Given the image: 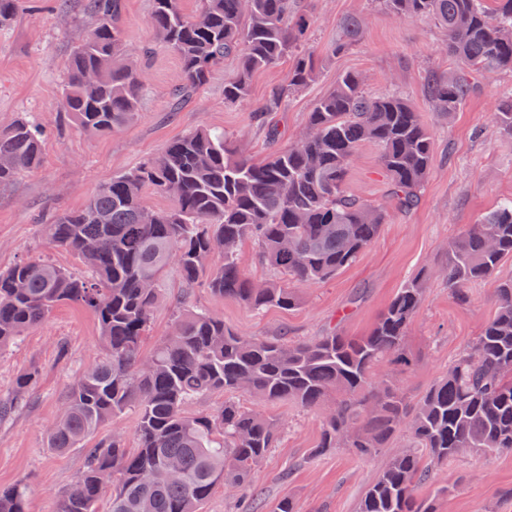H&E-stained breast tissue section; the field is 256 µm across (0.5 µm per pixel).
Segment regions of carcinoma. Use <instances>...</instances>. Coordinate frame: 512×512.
Returning a JSON list of instances; mask_svg holds the SVG:
<instances>
[{
    "instance_id": "carcinoma-1",
    "label": "carcinoma",
    "mask_w": 512,
    "mask_h": 512,
    "mask_svg": "<svg viewBox=\"0 0 512 512\" xmlns=\"http://www.w3.org/2000/svg\"><path fill=\"white\" fill-rule=\"evenodd\" d=\"M81 2L93 26L67 60L60 108L88 133H114L138 117L151 48L127 53L124 0ZM486 2L379 0L398 18H432L448 32L443 50L461 67L427 86L434 111L444 118L460 110L479 77L512 71V0ZM24 8L25 0H0V27ZM148 26L180 60L182 82L170 91L176 101L192 97L232 57L237 70L224 82V103L243 104L256 72L289 59L288 84L272 87L252 110L272 142L280 132L269 125L270 113L318 74L305 48L310 19L303 0H201L193 16L183 13L180 0H152ZM340 27L333 56L363 33L357 17ZM493 120L512 134V93L500 98ZM45 137L25 113L0 128V184L39 166ZM432 141L420 113L400 93L369 96L360 74L344 72L313 105L307 133L267 158L256 161L224 133L200 128L103 181L83 208L44 223L48 243L76 254L89 274L74 276L40 258L0 271V346L19 340L64 303L95 314L106 346L94 367L72 379L59 418L46 430L47 447L78 448L105 421L131 407L138 413L137 447H126L114 430L84 449V470L62 495L58 512H99L106 494L109 512H202L218 485L251 492L256 467L275 447L281 426L231 399L211 414L186 413L190 402L216 391L321 412L315 455L351 448L360 457L377 456L406 432L407 449L387 460L357 512H435L416 497L430 467L465 451L512 452V280L499 284L497 309L477 341L413 407L380 367L407 364L406 337L424 276L400 288L358 339L336 332L309 341L248 336L209 312L185 309L171 334L148 357L142 354L169 265L187 287L203 277L212 292L254 311L290 310L298 303L291 282L335 277L371 246L386 221L382 207L348 191L359 147H378L389 202L407 212L430 173ZM146 187L171 205L145 206ZM249 239L277 272L262 284L239 266L238 248ZM505 258H512V201L452 239L442 269L449 293L466 300L467 287L493 275ZM147 281L154 288H145ZM27 497L23 482L0 488V512H25Z\"/></svg>"
}]
</instances>
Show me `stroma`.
Here are the masks:
<instances>
[{
    "label": "stroma",
    "instance_id": "1",
    "mask_svg": "<svg viewBox=\"0 0 512 512\" xmlns=\"http://www.w3.org/2000/svg\"><path fill=\"white\" fill-rule=\"evenodd\" d=\"M151 7L152 0H125L129 50L149 44L153 54L138 117L107 135L85 133L60 110L66 61L92 27L78 0L66 9L55 0H29L10 27L0 28V127L27 112L48 129L40 165L0 186V270L40 257L74 275H86L74 253L47 243L42 223L54 212L82 208L104 180L136 168L168 143L202 127L223 130L252 158L263 159L305 132L312 106L334 88L340 74L356 72L372 94L403 93L433 133V162L419 206L407 213L388 209L379 236L355 263L328 281L296 285L299 303L291 310L256 312L235 298L214 294L206 283L186 288L177 272L168 270L143 350L151 352L169 334L173 309L180 303L221 317L226 327L245 335L296 340L334 330L357 338L369 333L399 288L423 274L425 293L407 343L412 366L384 367L406 399L418 401L462 349L476 341L496 311L499 283L512 279V258H507L491 277L471 284L468 302L460 303L439 275L452 238L481 214L512 200V134L492 119L499 97L512 91V72L484 75L464 107L442 118L426 92L431 75L445 76L455 69L442 51L447 34L441 26L430 19L396 18L371 0H308L309 48L323 62L315 82L274 114L281 136L272 143L249 111L273 86L287 81V64L254 75L249 103L224 102V82L237 69L231 58L191 99L175 102L169 91L181 80L180 63L154 43L148 28ZM348 16L363 21L362 40L348 52L329 57V47L341 35L339 24ZM347 187L368 202L386 206L387 184L375 145L360 147ZM102 353L95 315L74 303L58 306L44 324L0 347V398L12 394L20 375H36L26 404L0 423V487L27 481L26 512H56L59 499L83 470L80 449L50 451L44 432L56 420L73 376ZM234 399L280 421L283 432L256 471L255 495L241 499L219 486L204 512H270L283 498L292 499L298 512H356L388 456L407 444L405 437H397L384 455L367 459L345 450L318 455L319 413L286 402L266 403L247 393ZM443 485L449 486L448 494H438ZM418 495L432 501L436 512H512V453H462L434 468Z\"/></svg>",
    "mask_w": 512,
    "mask_h": 512
}]
</instances>
